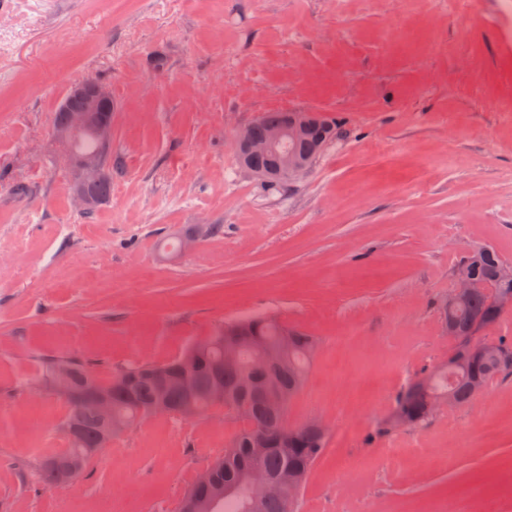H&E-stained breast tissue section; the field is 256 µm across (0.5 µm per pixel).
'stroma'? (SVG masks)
Masks as SVG:
<instances>
[{"instance_id": "obj_1", "label": "stroma", "mask_w": 512, "mask_h": 512, "mask_svg": "<svg viewBox=\"0 0 512 512\" xmlns=\"http://www.w3.org/2000/svg\"><path fill=\"white\" fill-rule=\"evenodd\" d=\"M87 79L112 90L121 163L90 217L51 137ZM288 108L343 133L271 192L235 137ZM481 245L512 262V0H0V512H176L236 421L151 416L73 484H35L29 465L68 446L42 364L105 380L250 315L316 342L288 421L321 419L329 442L299 512H512V379L377 428L447 361L438 306Z\"/></svg>"}]
</instances>
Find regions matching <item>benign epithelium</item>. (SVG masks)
Instances as JSON below:
<instances>
[{
  "label": "benign epithelium",
  "mask_w": 512,
  "mask_h": 512,
  "mask_svg": "<svg viewBox=\"0 0 512 512\" xmlns=\"http://www.w3.org/2000/svg\"><path fill=\"white\" fill-rule=\"evenodd\" d=\"M58 108L68 113V121L66 125L53 129L52 138L66 145L64 168L70 196L81 212L96 211L107 200L90 194L87 187L93 181L111 176L108 151L112 146V91L107 85L88 79L70 87ZM263 120L264 116L261 115L238 132L236 144L239 163L256 178L268 183H294L300 180L312 168V151L323 142L326 132L330 130L328 114L320 109H288L281 124L268 128L264 138L256 139L253 137V129L261 125ZM257 157L267 158L269 164L256 165ZM478 289L486 291L498 312L511 311L512 263L500 261L492 282H481L467 272L458 273L456 286L448 297V313L462 306ZM264 321L278 328V336L269 342L257 341L242 320L224 326V354L211 364V403L231 413L242 422L244 428L250 424V400H262L284 418L288 407L302 391L307 377V372L296 371L293 360L295 332L272 316H265ZM492 328L493 325L487 322L475 320L460 329L452 318H444V334L455 340V346L448 353V365L462 369L470 360L497 355V345L479 339V336ZM196 367L195 359L182 358L173 370H147V374L156 383L157 397L145 410V414L174 412L166 396L172 383L178 380L182 385L185 403L174 413L183 418L196 417L199 414ZM226 368L239 372L237 390L232 395L224 392L222 377ZM285 370L291 378V385L286 389L278 382L279 375ZM54 385L57 392L72 399L92 402L101 426L100 445H112V438L128 428L126 420L112 414V387L91 381L81 387L74 386L70 361L56 362ZM454 406L453 394L441 393L427 404L426 412L433 415L443 408ZM301 428L322 436L328 435V428L315 418L299 428L285 420L277 434L286 442L293 439ZM269 437L270 432L263 428L254 430L251 448L256 463L242 471L231 483L222 486L215 484V465H208L196 476L192 491L184 498L183 507L189 512H210L224 497L244 491L248 494L247 512H260L263 502L269 497L281 499L286 510L293 512L294 498L305 481L306 473L287 466L276 473L266 471L258 460L269 447ZM44 466L57 475V482L61 485L75 482L82 472L81 464L75 460H48ZM201 487L211 489L209 497L196 495L195 489Z\"/></svg>",
  "instance_id": "1"
}]
</instances>
